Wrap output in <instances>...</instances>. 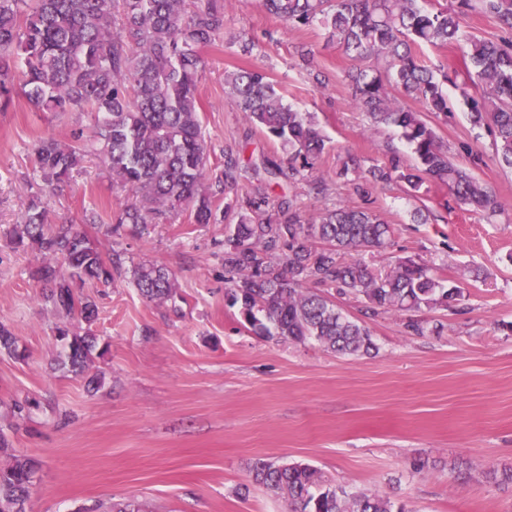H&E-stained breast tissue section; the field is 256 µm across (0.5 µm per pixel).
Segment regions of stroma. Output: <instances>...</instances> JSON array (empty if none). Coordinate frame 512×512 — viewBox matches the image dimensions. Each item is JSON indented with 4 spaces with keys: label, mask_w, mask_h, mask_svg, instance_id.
Listing matches in <instances>:
<instances>
[{
    "label": "stroma",
    "mask_w": 512,
    "mask_h": 512,
    "mask_svg": "<svg viewBox=\"0 0 512 512\" xmlns=\"http://www.w3.org/2000/svg\"><path fill=\"white\" fill-rule=\"evenodd\" d=\"M224 12V35L204 50L199 83L211 175L223 171L228 146L246 166L281 152L224 85L225 67L241 63L240 45L251 38L259 43L251 63L326 137L319 175L335 179L348 154L367 166L384 163L392 147L409 156L394 128L366 132L346 79L352 62L324 29L285 28L260 0H224ZM302 46L313 51L310 63L298 55ZM315 71L326 88L313 82ZM447 94L452 110L433 118L436 132L457 161L482 154L474 173L505 212L490 221L467 205L445 209L448 190L432 181L414 198L396 184L373 189L395 235L368 264L411 256L465 278L467 296L464 312H439L441 333L422 336L407 334L394 313L367 319L362 302L339 300L344 314L365 319L377 346L355 358L242 326L224 296L223 208L209 224L186 210L112 232L128 196L94 154L48 195L49 222L74 224L103 254L120 253L124 272L79 288L97 306L94 323L58 311L33 277L45 256L13 248L6 234L42 188L36 143L70 141L94 120L38 111L20 95L0 110V323L17 338L15 352L0 351V432L15 454L39 463L31 512H98L123 501L141 512H288L282 497L253 482L260 460L312 464L332 484L379 493L408 512H512V484L488 477L512 469V168L499 162L490 130L471 125L462 88ZM419 208L440 222H417ZM91 213L97 222L84 223ZM149 263L173 274L175 305L139 295L133 272ZM60 326L107 345L88 369L97 387L62 365Z\"/></svg>",
    "instance_id": "35a3bbf8"
}]
</instances>
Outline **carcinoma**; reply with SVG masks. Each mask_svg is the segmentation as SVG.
Instances as JSON below:
<instances>
[{
	"label": "carcinoma",
	"mask_w": 512,
	"mask_h": 512,
	"mask_svg": "<svg viewBox=\"0 0 512 512\" xmlns=\"http://www.w3.org/2000/svg\"><path fill=\"white\" fill-rule=\"evenodd\" d=\"M263 8L294 28L319 24L352 59L369 62L347 73L354 107L374 126L399 130L413 155H393L364 168L350 158L336 179L351 186L362 204L326 207L308 220L296 196L270 194L272 185L307 183L317 198L329 195L315 174L326 153L325 138L312 119L283 102L261 67L224 70L231 101L250 124L288 154V167L265 157L251 166L255 184L231 197L241 171L238 152L224 151V176L206 183L210 152L201 132L198 86L205 68L202 49L224 34V0H0V108L20 93L42 112L94 115L92 144L100 146L112 181L130 201L113 214L112 231L156 223L189 209L194 223H210L216 201L235 214L224 234L225 296L239 307L243 323L269 338L319 342L339 355L375 350L370 330L342 313L336 297L354 296L372 316L394 312L407 332L440 331L443 323L421 319L424 311H458L466 289L411 257L373 267L353 255L382 253L394 228L370 207L371 191L391 182L415 195L427 180L448 187L457 204L491 218L502 212L497 196L459 165L441 143L427 115H448L443 85L459 72L431 68L418 57L423 46L446 48L461 40L478 79L479 93L466 99L470 121L494 135L493 148L512 168V0H460V9L424 10L419 0H261ZM479 11L494 18L503 36L485 40L466 34L463 16ZM401 90L421 110L401 105ZM83 133L69 143L43 139L35 147L43 185L68 181L87 153ZM14 247L35 246L49 257L36 279L49 286L57 310L95 320L96 307L78 295L87 282L110 283L122 274L118 254L106 259L99 247L71 224L48 225L43 196L30 201L24 224L10 237ZM149 302L174 300L175 282L162 265L134 272ZM62 362L82 374L97 338L57 328ZM37 464L13 457L0 467V512H27ZM252 480L283 497L291 512H406L405 506L372 492L349 494L328 483L306 463L258 461Z\"/></svg>",
	"instance_id": "obj_1"
}]
</instances>
